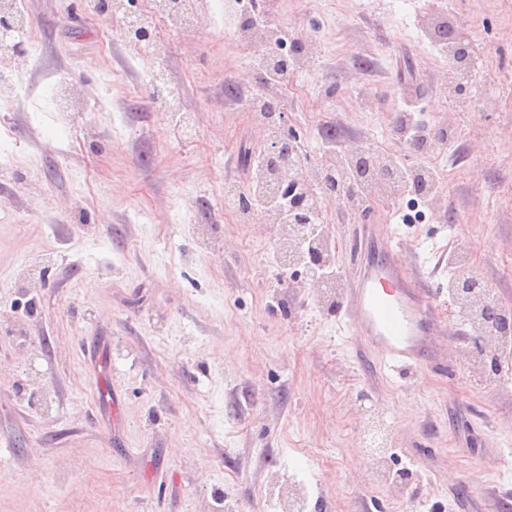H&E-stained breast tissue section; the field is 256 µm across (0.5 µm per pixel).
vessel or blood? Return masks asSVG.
Masks as SVG:
<instances>
[{"instance_id":"1","label":"vessel or blood","mask_w":512,"mask_h":512,"mask_svg":"<svg viewBox=\"0 0 512 512\" xmlns=\"http://www.w3.org/2000/svg\"><path fill=\"white\" fill-rule=\"evenodd\" d=\"M353 240L355 277L340 298L342 319L351 335L380 366L445 367L447 359L436 339L438 297L408 273L401 241L376 234L370 224L355 225Z\"/></svg>"}]
</instances>
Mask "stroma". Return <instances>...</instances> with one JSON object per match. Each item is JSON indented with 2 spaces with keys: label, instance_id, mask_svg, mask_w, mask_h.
Here are the masks:
<instances>
[{
  "label": "stroma",
  "instance_id": "stroma-1",
  "mask_svg": "<svg viewBox=\"0 0 512 512\" xmlns=\"http://www.w3.org/2000/svg\"><path fill=\"white\" fill-rule=\"evenodd\" d=\"M199 2V21L157 20L156 49L137 52L103 47L97 0H19L39 51L0 73V512H275L263 491L285 483L304 490V512H395L401 496L418 512H495L512 500V380L474 369L447 293L466 245L512 307V0H258L289 38L321 36L287 75L305 97L279 100L306 166L320 167L332 129L343 154L442 169V193L410 224L380 188L360 208L318 201L338 283L352 224L405 243L408 269L440 293L446 372L357 353L305 272L281 270L268 225L225 224V184L251 188L240 148L267 134L224 91H259L229 0ZM432 16L486 48L465 92L425 35ZM64 84L95 120L59 106ZM474 96L491 109L465 111ZM406 110L446 130L432 159L397 135ZM183 115L192 137L176 134ZM89 336L109 371L91 369ZM372 420L396 450L379 483Z\"/></svg>",
  "mask_w": 512,
  "mask_h": 512
}]
</instances>
